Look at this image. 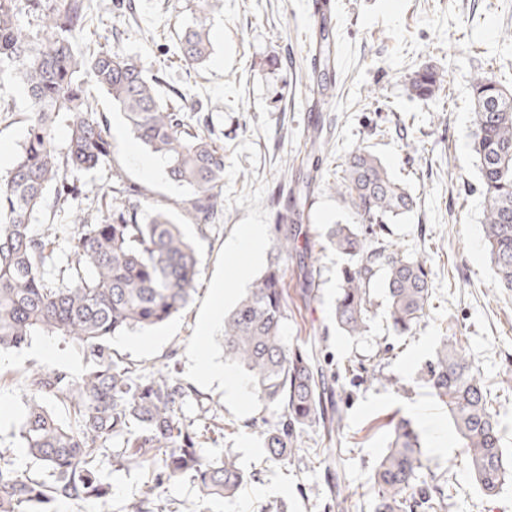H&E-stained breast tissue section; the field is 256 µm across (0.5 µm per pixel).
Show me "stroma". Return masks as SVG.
<instances>
[{
	"label": "stroma",
	"mask_w": 512,
	"mask_h": 512,
	"mask_svg": "<svg viewBox=\"0 0 512 512\" xmlns=\"http://www.w3.org/2000/svg\"><path fill=\"white\" fill-rule=\"evenodd\" d=\"M337 24L331 40L341 69L312 64L313 20L307 0H222L212 15V54L205 66L185 63L176 45L190 26L197 0H89V21L75 41L78 52L116 51L162 77L161 93L193 94L224 144V213L213 224H186L199 259L191 302L162 326L112 337V357L148 377L170 369L200 402L182 414L203 437L204 453L232 450L249 476L236 499L199 503L193 482L165 485L170 512H371L369 471L386 448L390 422L405 417L416 426L428 465L451 495L444 512H512V481L486 496L464 462L462 444L421 375L440 337L455 335L481 380L501 397L502 445L512 462V290L495 287L483 226L484 197L473 151L474 114L468 80L493 67L512 90V0H334ZM444 79L432 99L414 97L409 77L424 67ZM86 93L110 123L112 157L138 191L142 209L186 198L188 187L165 174L147 175L148 158L94 82ZM14 106L0 117V145L17 153L26 137V97L14 84L0 85ZM375 154L417 205L388 225L383 238L400 253L425 259L432 297L411 334L391 325L383 276L371 286L372 317L364 335L350 336L334 319V303L349 259L324 233L331 224L358 218L332 185L356 148ZM304 229L314 268L298 259L282 263L287 300L283 334L322 368L340 415L333 432L306 428L291 461L272 462L254 426L263 411L252 390L231 401L208 376L224 361L222 328L201 336L218 285L226 307L244 294L228 251L242 227L263 225V257L252 276L274 262V226ZM80 375L82 351L57 336L34 337L28 346L0 354V448L17 467L33 462L20 446L19 428L32 393L29 366ZM110 486L108 504L58 503L56 512H125L152 474L150 466L113 470L102 462Z\"/></svg>",
	"instance_id": "obj_1"
}]
</instances>
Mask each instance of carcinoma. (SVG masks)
<instances>
[{"mask_svg":"<svg viewBox=\"0 0 512 512\" xmlns=\"http://www.w3.org/2000/svg\"><path fill=\"white\" fill-rule=\"evenodd\" d=\"M219 0H198L191 26L180 38L186 63L203 65L211 54L209 20ZM32 14L36 31L19 16ZM86 0H0V83L20 86L28 102L27 137L13 166L0 177V350L20 349L38 335L60 336L89 359L79 376L30 366L33 398L19 428L20 447L33 459L30 473L0 452V512H55L60 500L107 504L109 485L100 460L115 467L157 466L126 512H168L159 489L188 475L198 500L232 499L248 482L230 451L210 458L199 448L196 427L181 416L190 391L170 372L150 379L112 359L111 336L155 327L190 302L198 275L195 246L179 221L211 224L224 206V146L209 116L195 111L192 96L174 89V110L161 97L160 78L117 52L78 55L72 42L85 27ZM93 80L120 110L133 136L163 157L169 181L187 185L176 220L164 206L147 211L128 198L123 169L112 165L111 194L90 202L68 174L110 161L112 143L103 116L84 89ZM441 87L432 68L410 78L412 94L428 100ZM474 107L473 151L482 175L485 240L498 283L512 290V92L484 69L469 80ZM69 129L58 149L59 121ZM334 186L372 231V246L352 224H333L326 239L348 256L336 298L337 326L351 336L367 331L370 288L382 267L389 316L400 334L412 331L431 298L427 261L388 250L381 229L415 204L379 158L354 150ZM74 213L64 231L66 248L56 254L60 228L44 235L30 226L45 197ZM275 249L284 258L299 252V236L275 227ZM287 311L280 269L270 266L224 314V357L247 372L259 404L271 412L259 439L274 461L292 458L301 431L333 426L337 410L326 404L323 372L315 369L282 333ZM424 379L448 406L465 448V462L485 495L512 478L502 448L498 410L490 389L463 353L458 339H441ZM55 399L73 414L65 424L44 400ZM423 451L413 423L398 419L367 483L376 490L371 512H443L445 490L423 473Z\"/></svg>","mask_w":512,"mask_h":512,"instance_id":"1","label":"carcinoma"}]
</instances>
